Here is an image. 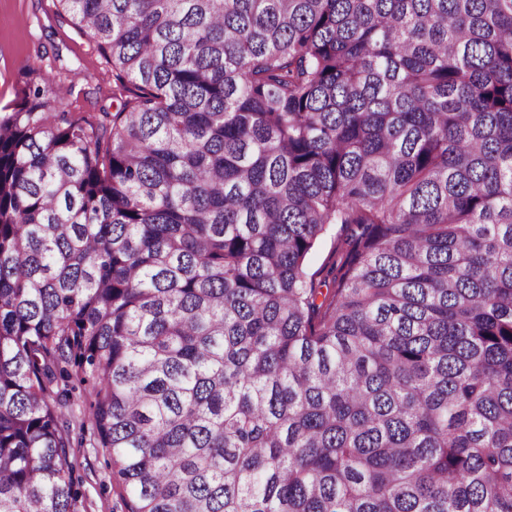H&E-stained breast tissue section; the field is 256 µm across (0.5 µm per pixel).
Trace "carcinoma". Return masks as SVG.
Instances as JSON below:
<instances>
[{"label":"carcinoma","instance_id":"cac0c4a2","mask_svg":"<svg viewBox=\"0 0 512 512\" xmlns=\"http://www.w3.org/2000/svg\"><path fill=\"white\" fill-rule=\"evenodd\" d=\"M58 2L121 102L0 106V512L67 410L124 512H512V0ZM345 237V232L341 229L340 225L332 226L331 231L322 238L310 256L309 272L315 273L316 282L319 283L318 288H321L323 293H326L327 288H333L332 276H328V271L331 267H339L340 255L336 254V243L339 239ZM324 279L326 282L324 283Z\"/></svg>","mask_w":512,"mask_h":512}]
</instances>
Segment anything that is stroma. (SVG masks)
I'll return each mask as SVG.
<instances>
[{
	"mask_svg": "<svg viewBox=\"0 0 512 512\" xmlns=\"http://www.w3.org/2000/svg\"><path fill=\"white\" fill-rule=\"evenodd\" d=\"M67 70L69 111L113 112L114 79L105 60L89 46L56 0H0V103L9 104L24 70ZM70 460L81 482L84 512H122L108 452L76 448Z\"/></svg>",
	"mask_w": 512,
	"mask_h": 512,
	"instance_id": "1",
	"label": "stroma"
}]
</instances>
